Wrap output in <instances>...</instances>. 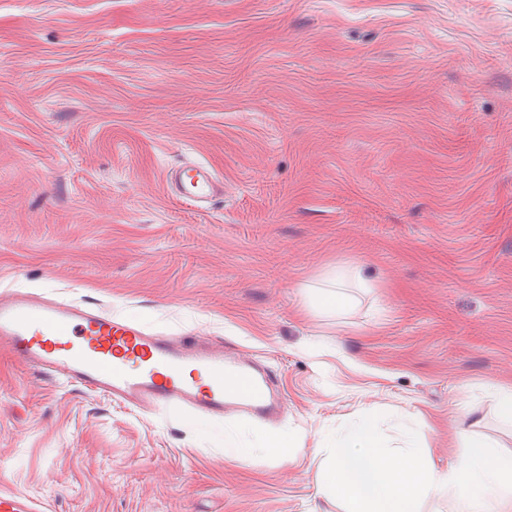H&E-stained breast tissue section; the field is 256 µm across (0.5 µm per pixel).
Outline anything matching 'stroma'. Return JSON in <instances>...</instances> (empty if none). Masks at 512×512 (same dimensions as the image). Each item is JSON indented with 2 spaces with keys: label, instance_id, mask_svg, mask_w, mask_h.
<instances>
[{
  "label": "stroma",
  "instance_id": "obj_1",
  "mask_svg": "<svg viewBox=\"0 0 512 512\" xmlns=\"http://www.w3.org/2000/svg\"><path fill=\"white\" fill-rule=\"evenodd\" d=\"M183 161L210 207L166 193ZM337 267L368 282L341 315L310 300ZM7 288L221 340L284 396L132 410L0 342V489L45 512H343L326 442L366 412L441 470L468 426L512 451V0H0ZM192 171L196 173L192 176L184 174L189 180V184L194 188L191 200L197 206L202 207L201 203L215 194L220 189V184L211 171L203 165H196L192 167ZM184 176L176 173H167L165 176L166 186L171 194H181L179 184L184 180Z\"/></svg>",
  "mask_w": 512,
  "mask_h": 512
}]
</instances>
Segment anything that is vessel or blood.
<instances>
[{
	"label": "vessel or blood",
	"instance_id": "obj_1",
	"mask_svg": "<svg viewBox=\"0 0 512 512\" xmlns=\"http://www.w3.org/2000/svg\"><path fill=\"white\" fill-rule=\"evenodd\" d=\"M185 180L197 204L220 188L202 165L187 179L177 173L165 176L175 195ZM0 340L29 368L59 374L140 410L174 407L199 415L269 419L282 409L264 369L228 354L223 344L203 336L156 333L101 309L42 293L0 291ZM0 512L40 510L28 496L1 490Z\"/></svg>",
	"mask_w": 512,
	"mask_h": 512
}]
</instances>
